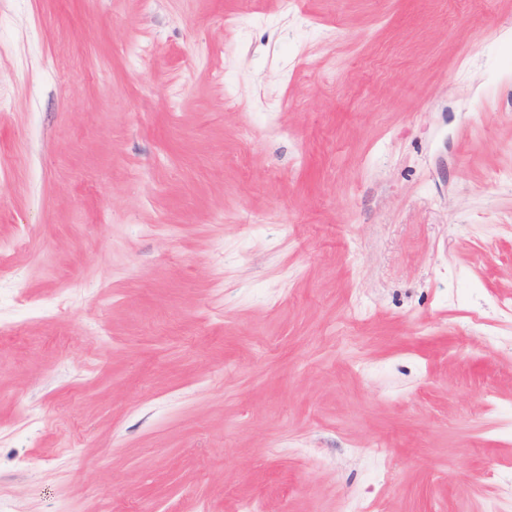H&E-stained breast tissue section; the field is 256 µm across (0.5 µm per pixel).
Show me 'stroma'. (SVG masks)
<instances>
[{"instance_id":"35a3bbf8","label":"stroma","mask_w":512,"mask_h":512,"mask_svg":"<svg viewBox=\"0 0 512 512\" xmlns=\"http://www.w3.org/2000/svg\"><path fill=\"white\" fill-rule=\"evenodd\" d=\"M507 169L512 0H0V512L512 500Z\"/></svg>"}]
</instances>
